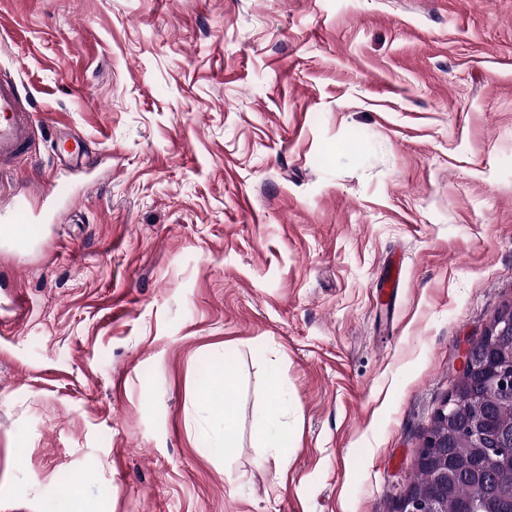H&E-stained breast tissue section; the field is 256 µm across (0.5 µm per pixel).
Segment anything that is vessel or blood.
I'll use <instances>...</instances> for the list:
<instances>
[{"instance_id":"vessel-or-blood-1","label":"vessel or blood","mask_w":512,"mask_h":512,"mask_svg":"<svg viewBox=\"0 0 512 512\" xmlns=\"http://www.w3.org/2000/svg\"><path fill=\"white\" fill-rule=\"evenodd\" d=\"M32 115L22 105V95L13 77H0V166L27 152ZM26 225L28 235H36L28 193H16L10 213L0 219V236L15 237L18 225Z\"/></svg>"}]
</instances>
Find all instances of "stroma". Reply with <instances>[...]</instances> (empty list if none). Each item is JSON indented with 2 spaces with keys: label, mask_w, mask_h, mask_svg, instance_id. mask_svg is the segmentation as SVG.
<instances>
[{
  "label": "stroma",
  "mask_w": 512,
  "mask_h": 512,
  "mask_svg": "<svg viewBox=\"0 0 512 512\" xmlns=\"http://www.w3.org/2000/svg\"><path fill=\"white\" fill-rule=\"evenodd\" d=\"M1 73L0 512H398L512 306V0H0ZM32 114L22 105L19 84L11 76L0 77V166L27 152ZM0 236L2 238H14L17 232V224L27 225V236H35L38 233V224L32 217L29 205V193H16L10 213L7 217H0ZM238 373L234 368H227L218 377L209 381L203 395L220 406V410L211 416V427L219 430L222 436L221 448L224 455H231L238 448L237 417L238 409L230 400L231 394L237 389ZM225 399V404H224ZM281 402L269 401L259 411L255 420V432L258 440L266 448L278 449L288 446V432L283 428L280 420Z\"/></svg>",
  "instance_id": "1"
}]
</instances>
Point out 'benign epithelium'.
<instances>
[{
    "label": "benign epithelium",
    "mask_w": 512,
    "mask_h": 512,
    "mask_svg": "<svg viewBox=\"0 0 512 512\" xmlns=\"http://www.w3.org/2000/svg\"><path fill=\"white\" fill-rule=\"evenodd\" d=\"M463 370L475 377L486 412L502 403L512 404V306L495 316L485 332L483 348L465 350ZM459 439L480 447L475 425L461 413V393L452 391L437 411L417 461V468L429 475L433 492L420 497L416 488H410L399 512H446L443 500L448 495V470L453 463L451 448ZM496 445L485 467L488 484L497 482L498 465L512 469V426L498 428Z\"/></svg>",
    "instance_id": "1"
}]
</instances>
